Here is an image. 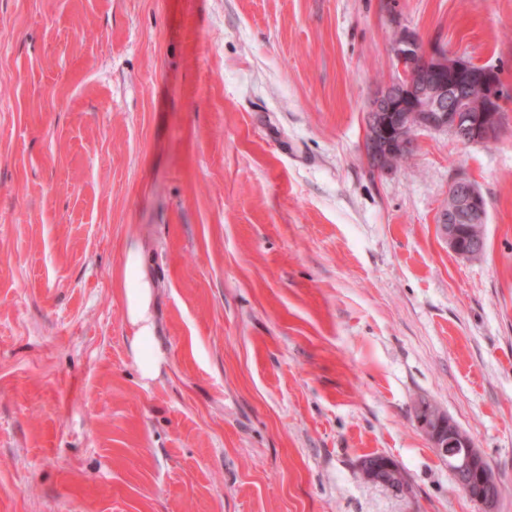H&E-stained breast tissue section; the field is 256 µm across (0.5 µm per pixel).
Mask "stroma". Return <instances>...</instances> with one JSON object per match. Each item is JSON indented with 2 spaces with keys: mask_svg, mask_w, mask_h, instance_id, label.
Instances as JSON below:
<instances>
[{
  "mask_svg": "<svg viewBox=\"0 0 512 512\" xmlns=\"http://www.w3.org/2000/svg\"><path fill=\"white\" fill-rule=\"evenodd\" d=\"M397 23L499 70L497 142L371 170ZM459 173L474 262L438 231ZM421 398L512 512V0H0V512H480ZM486 201L477 185L467 176L457 174L448 185L441 209L439 230L448 249L459 259L479 260L485 249ZM467 235L469 246L460 247ZM123 298L130 323L135 327L132 348L142 376L153 379L163 360L156 347V328L150 313L152 287L141 274L144 255L136 244H130L124 254ZM431 404L426 399H419L415 404ZM416 407H414V410ZM415 422L427 436L441 458L448 462V466L454 471L453 478L458 489L472 499L466 483L472 482L474 475L478 476V489L474 500L482 512H497L500 495L499 485L489 462L485 460L477 448H474L468 435L464 433L456 423L436 405L429 407L417 406ZM482 457V460H481ZM481 467L486 473H482ZM489 472V473H488ZM457 476V477H456ZM457 478L465 485H460ZM473 500V499H472ZM395 461L396 460H394L390 456H378L376 460L367 462L361 468L362 474L364 470L366 478L373 484L386 485L387 476L394 470ZM396 465L398 466L396 472L389 475V479L391 481V488L401 486L402 484H406L409 486L405 470L398 462H396Z\"/></svg>",
  "mask_w": 512,
  "mask_h": 512,
  "instance_id": "obj_1",
  "label": "stroma"
}]
</instances>
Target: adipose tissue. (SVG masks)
Here are the masks:
<instances>
[{
  "instance_id": "ef3b65f1",
  "label": "adipose tissue",
  "mask_w": 512,
  "mask_h": 512,
  "mask_svg": "<svg viewBox=\"0 0 512 512\" xmlns=\"http://www.w3.org/2000/svg\"><path fill=\"white\" fill-rule=\"evenodd\" d=\"M123 298L130 323L135 329L132 348L142 376L155 378L162 355L156 347V328L150 313L152 287L141 274L144 255L137 244H130L124 254Z\"/></svg>"
}]
</instances>
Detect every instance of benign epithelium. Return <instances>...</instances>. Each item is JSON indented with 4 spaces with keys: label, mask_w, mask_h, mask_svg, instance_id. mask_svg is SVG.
<instances>
[{
    "label": "benign epithelium",
    "mask_w": 512,
    "mask_h": 512,
    "mask_svg": "<svg viewBox=\"0 0 512 512\" xmlns=\"http://www.w3.org/2000/svg\"><path fill=\"white\" fill-rule=\"evenodd\" d=\"M391 46L398 75L380 85L366 113L368 158L379 172L415 146L423 130L445 132L462 145L484 144L498 138L504 97L496 68L477 65L440 46L425 44L405 27L393 28ZM486 201L477 185L463 174L448 185L439 230L448 249L459 259L476 261L485 249ZM467 235L469 246L460 247ZM415 422L440 457L462 483L478 477L474 500L481 512H497L500 495L496 478L480 470V452L468 435L436 405L419 406ZM373 484H387L394 459L381 455L363 466Z\"/></svg>",
    "instance_id": "benign-epithelium-1"
}]
</instances>
